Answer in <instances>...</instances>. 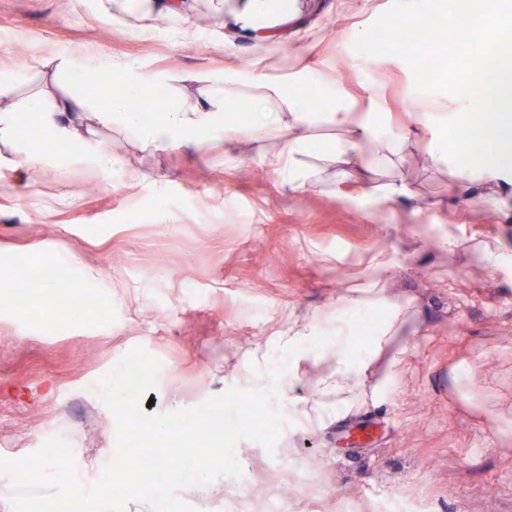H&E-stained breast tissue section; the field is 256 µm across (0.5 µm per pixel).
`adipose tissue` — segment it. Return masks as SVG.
Instances as JSON below:
<instances>
[{
    "mask_svg": "<svg viewBox=\"0 0 512 512\" xmlns=\"http://www.w3.org/2000/svg\"><path fill=\"white\" fill-rule=\"evenodd\" d=\"M237 21L254 37L270 40L279 25L284 23L282 10L277 9L275 0H244L237 14ZM255 84L263 91L264 97L279 98L281 108L276 112L261 113L250 130V135L259 146L273 142L275 153L270 154L271 164L282 178V184L292 193L306 191L317 170L304 166L302 159L315 155L318 162L372 167H392L400 159L403 141L390 135L384 123L363 113L342 106L331 115L332 122L341 135L328 150L313 151L310 143L299 130L307 125L310 117L292 96L284 95L281 86L263 77H255ZM494 113L498 132L494 146L479 154L466 151L452 152L448 144L438 135L432 136L427 144L428 159L432 165L446 169L456 179L462 196L475 205H489L498 210L512 206V134L507 126L512 125V51L501 55L493 89ZM86 110L84 98L68 94L43 102L40 97L13 101L0 107V141L13 139L17 127L26 115H34L41 131V140L28 142L25 152L20 155L22 163L43 162L47 154L42 141L58 142L78 153L85 149L86 141L76 122ZM105 117L111 118L127 134L137 140L143 148L166 150L182 146L198 147L216 140L224 128V100L219 92L203 89L198 98L182 100L171 107L163 118L150 126H142L137 113L120 105L105 110ZM495 187L494 196L487 197L477 192V185ZM373 277L363 286L346 290L336 301L337 335H348L351 326L349 315H367L381 307H389L388 319L380 324L374 334L373 348L381 347L389 336L398 329L402 308L388 305L385 296V280L390 263L385 256L373 260ZM324 332L321 315H313L303 321L285 322L276 335L278 346L287 352L290 371L300 368L311 356H318L331 366V373L322 379L319 398L311 410L316 418L342 416L355 401L367 393V372L372 359L371 351L353 355L340 346H329L311 351L310 346Z\"/></svg>",
    "mask_w": 512,
    "mask_h": 512,
    "instance_id": "ef3b65f1",
    "label": "adipose tissue"
}]
</instances>
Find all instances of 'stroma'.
Wrapping results in <instances>:
<instances>
[{"mask_svg": "<svg viewBox=\"0 0 512 512\" xmlns=\"http://www.w3.org/2000/svg\"><path fill=\"white\" fill-rule=\"evenodd\" d=\"M182 2L189 38L99 0H0V106L79 91L91 145L54 149L34 173L16 163L17 142L0 143V283L39 298L45 268L57 265L69 288L105 306L102 317L64 323L52 306L0 307V455L23 458L59 435L77 476L96 481L115 438L92 388L131 349L162 363L149 392L157 413L259 388L288 367L272 342L283 322L335 320L341 287L368 280L382 254L388 296L410 305L370 370L371 382L393 378V394L316 420L308 411L327 369L308 362L270 398L284 414L273 450L240 442L243 475L225 478L223 496L201 501L187 487L180 497L198 512H266L274 498L280 512H379L386 496L426 501L430 512H512V209L490 219L454 202V181L428 163L425 144L440 129L457 148L461 125L422 114L404 60L353 50L392 0H288L291 19L270 43L236 29L238 0ZM55 53L142 63L143 94L162 93L155 121L234 68L224 141L142 150L98 119L118 74L76 86L42 65ZM258 69L286 83L310 73L298 94L314 147L336 139L326 114L337 102L384 116L406 143L375 180L402 178L412 196L381 199L359 171L341 176L333 164L303 193L283 188L247 133ZM101 152L140 172L135 189L100 171Z\"/></svg>", "mask_w": 512, "mask_h": 512, "instance_id": "35a3bbf8", "label": "stroma"}]
</instances>
